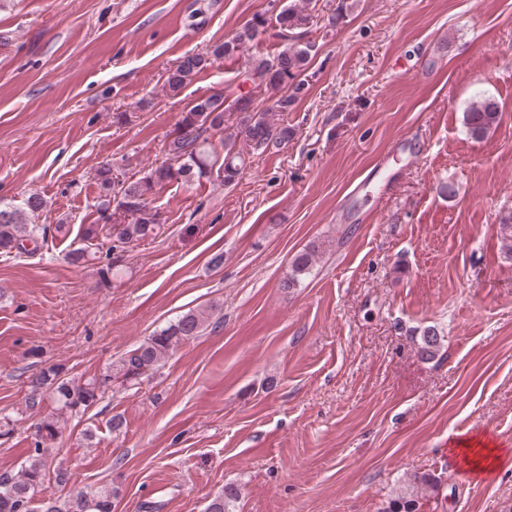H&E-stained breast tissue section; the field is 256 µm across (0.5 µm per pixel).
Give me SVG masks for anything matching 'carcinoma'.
<instances>
[{
    "label": "carcinoma",
    "instance_id": "carcinoma-1",
    "mask_svg": "<svg viewBox=\"0 0 512 512\" xmlns=\"http://www.w3.org/2000/svg\"><path fill=\"white\" fill-rule=\"evenodd\" d=\"M315 2L317 0L288 3L270 18L257 14L233 38L212 45L204 54H186L169 70L166 86L169 91L178 92L213 61L234 55L242 43L255 39L270 27L277 30V36L283 41L281 51L256 59L246 71V79L257 82L256 89L221 91L189 103L165 144L167 163L147 176L117 182L112 178L111 168L99 169L97 182L100 192L106 196L101 205V223L84 226L83 245L68 253L72 264L86 263L103 251L106 263L98 268V274L101 280H109L112 252L153 235L159 228L161 214L149 206V197L156 188L178 180L198 182L214 173L222 175L224 183L229 184L244 165L241 152L236 150L238 143L254 151L288 143L293 129L288 126L286 112L305 89L303 75L314 45L302 35L312 19ZM499 119V106L492 99L472 102L463 113L464 125L474 137L486 136ZM215 138L224 144L222 158L212 148ZM44 208L45 200L37 193L28 196L23 208L0 207V251L36 254L39 228L27 222V217L40 215ZM316 257L317 250L310 248L297 254L292 273L283 286L297 287L299 276L310 269ZM211 318L212 314L205 310L185 313L129 350L119 361L116 375L133 381L154 372L180 344L199 336L210 325ZM443 341L436 327H425L420 346L422 358H435ZM106 383L107 380L98 378L76 382L64 377L59 366L44 368L29 376L26 409L33 412L40 409L46 395L54 397L63 410L87 409L102 395ZM59 433L55 420H46L36 427L32 461L17 476H0V512H35L32 500L50 475L46 452ZM238 499V489L226 486L210 501L207 512H236ZM425 500L426 497L407 490L390 499L383 512H422ZM45 512H112V500L108 495L87 494L63 503L51 499Z\"/></svg>",
    "mask_w": 512,
    "mask_h": 512
}]
</instances>
